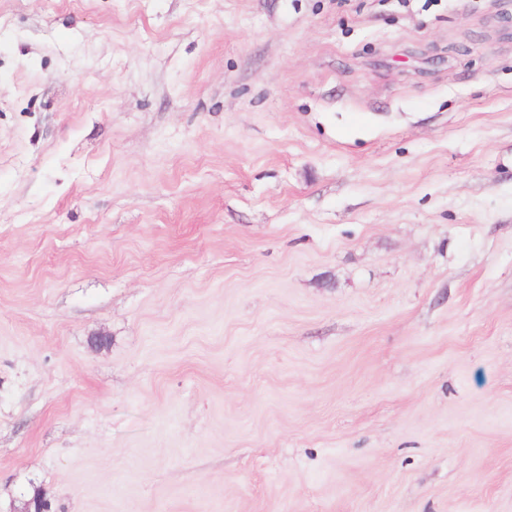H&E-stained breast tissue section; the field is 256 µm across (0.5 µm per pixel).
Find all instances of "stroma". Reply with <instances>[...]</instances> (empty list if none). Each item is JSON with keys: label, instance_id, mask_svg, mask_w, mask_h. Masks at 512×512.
I'll return each mask as SVG.
<instances>
[{"label": "stroma", "instance_id": "35a3bbf8", "mask_svg": "<svg viewBox=\"0 0 512 512\" xmlns=\"http://www.w3.org/2000/svg\"><path fill=\"white\" fill-rule=\"evenodd\" d=\"M512 512V0H0V512Z\"/></svg>", "mask_w": 512, "mask_h": 512}]
</instances>
